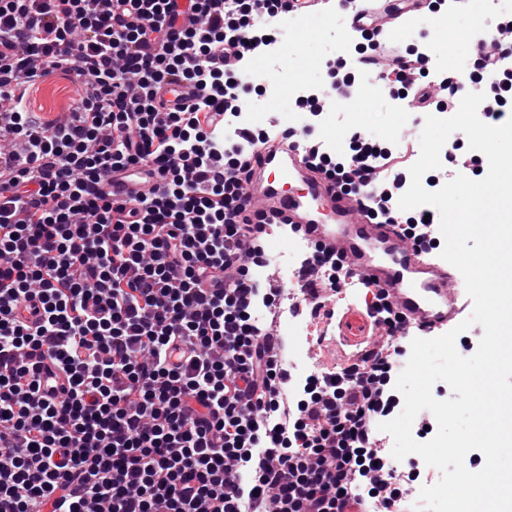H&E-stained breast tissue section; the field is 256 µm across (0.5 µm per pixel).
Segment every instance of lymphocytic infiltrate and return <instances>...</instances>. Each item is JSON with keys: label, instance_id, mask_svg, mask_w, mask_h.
Masks as SVG:
<instances>
[{"label": "lymphocytic infiltrate", "instance_id": "f902f5d3", "mask_svg": "<svg viewBox=\"0 0 512 512\" xmlns=\"http://www.w3.org/2000/svg\"><path fill=\"white\" fill-rule=\"evenodd\" d=\"M196 23L181 27V15ZM289 0H0V140L25 152L0 165V512H413L414 473L387 463L377 434L399 398L393 367L414 329L383 294L365 302L380 334L336 370L295 386L270 356L288 339L258 329L272 306L249 272L262 257L260 214L243 219L247 162L289 136L233 124V76L288 19ZM395 29L346 27L329 61L333 83L375 76L389 104L443 110L468 89L481 115H512V55L478 35L466 77L437 68ZM64 74L77 85L67 117L33 112L31 84ZM179 80L193 102L163 111ZM310 157L373 221L399 225L426 258H440L435 220L368 192L399 185L415 151L356 132L348 148ZM154 164L157 195L117 204L113 173ZM312 319L346 284L343 264L310 253ZM35 299L41 318L16 316ZM186 347L184 362L169 349ZM68 377L60 401L41 399L32 359Z\"/></svg>", "mask_w": 512, "mask_h": 512}]
</instances>
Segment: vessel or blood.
Wrapping results in <instances>:
<instances>
[{
	"mask_svg": "<svg viewBox=\"0 0 512 512\" xmlns=\"http://www.w3.org/2000/svg\"><path fill=\"white\" fill-rule=\"evenodd\" d=\"M246 190L267 222L292 225L304 238L339 258L360 281L383 293L407 322L432 329L459 321V272L425 259L400 228L374 224L361 213L358 197L342 193L301 156L297 144L258 147L251 160ZM112 178V198L122 202L150 191L159 176ZM299 181L303 193L284 192L277 180Z\"/></svg>",
	"mask_w": 512,
	"mask_h": 512,
	"instance_id": "b4317fda",
	"label": "vessel or blood"
}]
</instances>
